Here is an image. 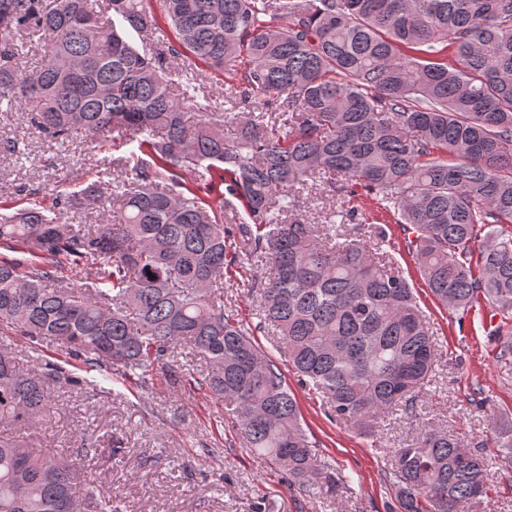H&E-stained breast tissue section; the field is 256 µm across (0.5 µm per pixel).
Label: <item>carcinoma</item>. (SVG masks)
<instances>
[{"label":"carcinoma","instance_id":"obj_1","mask_svg":"<svg viewBox=\"0 0 512 512\" xmlns=\"http://www.w3.org/2000/svg\"><path fill=\"white\" fill-rule=\"evenodd\" d=\"M0 0V107L26 112L44 138L97 141L131 131L121 175L49 206L0 214V324L54 340L89 367L146 379L154 367L230 407L247 448L315 497L344 484L319 456L279 366L256 344L279 339L302 386L336 422L371 431L429 381L438 344L386 230L366 239L314 224L302 196L319 183L361 188L396 216L430 293L459 319L483 302L512 318V0H162L166 52L147 0ZM43 37L35 72L19 45ZM190 58L234 80L217 118ZM21 160L27 144L0 141ZM218 177L208 200L184 171ZM243 203L247 220L218 212ZM116 212V224L61 222ZM265 265L257 322L224 309L232 267ZM83 266L73 286L67 267ZM185 342L209 361L178 360ZM497 359L512 375V339ZM56 364L22 369L0 350V512H118L82 486L66 457L24 434L50 411ZM497 464L512 466V424ZM490 458L427 422L393 451L400 512H469L488 495Z\"/></svg>","mask_w":512,"mask_h":512}]
</instances>
